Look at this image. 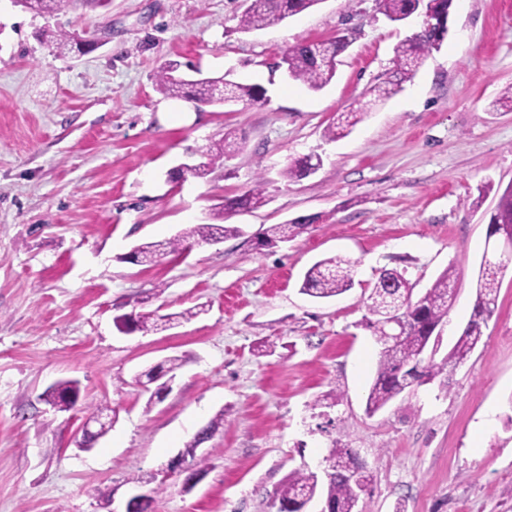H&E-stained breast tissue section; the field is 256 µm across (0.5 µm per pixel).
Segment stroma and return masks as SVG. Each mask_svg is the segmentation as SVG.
Here are the masks:
<instances>
[{
    "mask_svg": "<svg viewBox=\"0 0 512 512\" xmlns=\"http://www.w3.org/2000/svg\"><path fill=\"white\" fill-rule=\"evenodd\" d=\"M244 0H112L41 16L0 0V512H123L132 479L157 489L154 512H267L295 468L319 471L333 446L373 475L360 512H512V265L481 344L447 380L415 386L375 415L365 399L379 345L367 297L382 270L414 296L447 267L457 291L441 332L448 352L468 322L490 218L512 185V112L490 109L512 84V0H458L449 31L392 97L369 103L395 46L420 19L396 24L377 0H320L258 31ZM98 29L100 45L58 55L43 29ZM350 38L318 92L277 62L305 41ZM226 76L266 102L198 105L162 94L158 71ZM367 106L331 141L337 114ZM238 150L204 178L169 181L225 132ZM321 167L291 181L290 158ZM263 178L267 205L223 215L225 196ZM318 215L288 244L255 249L264 229ZM239 225L153 265L123 256L191 224ZM356 261L353 287L319 300L305 271L329 256ZM203 314L164 331L126 333L124 314ZM275 344L262 356L261 342ZM184 361L155 404L137 373ZM77 381L74 409L41 398ZM338 391L334 408L314 406ZM115 418L77 448L84 416ZM193 487L170 472L216 413Z\"/></svg>",
    "mask_w": 512,
    "mask_h": 512,
    "instance_id": "1",
    "label": "stroma"
}]
</instances>
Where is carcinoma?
Segmentation results:
<instances>
[{
	"label": "carcinoma",
	"instance_id": "obj_1",
	"mask_svg": "<svg viewBox=\"0 0 512 512\" xmlns=\"http://www.w3.org/2000/svg\"><path fill=\"white\" fill-rule=\"evenodd\" d=\"M16 4L37 15H57L78 9L94 10L108 5L109 0H15ZM321 0H249L239 20L242 30H259L276 21L298 15ZM380 12L392 21L416 11L418 0H378ZM453 0H435L434 25L423 32L413 34L401 41L394 50L393 70L384 82L373 86L369 95L373 100H385L399 92L402 84L411 78L434 50L440 49L448 32V19ZM90 31L82 36L59 29L44 33L47 41L66 54L77 49L79 40L87 38ZM349 43L342 37L319 43L301 42L287 49L285 68L288 79L319 91L331 82L335 70L322 61L323 50L328 49L339 56ZM177 64L170 63L158 72L157 86L163 94L185 98L200 104L222 103L229 99L246 105L265 102L266 90L257 85L227 83L224 78H202L192 82L175 75ZM361 119L359 112H342L336 121L329 125L325 135L334 140L347 134ZM238 147L233 132H224V140L209 146L202 153L204 161L185 171L172 173L179 180L190 174L204 178L213 171L224 157ZM321 158L314 154L292 159L283 175L290 180H299L319 169ZM268 202L261 181L243 193L224 198L223 211L232 214L250 211ZM315 217L293 219L284 224H273L257 237L260 247H275L293 240L313 224ZM242 233L235 224H193L172 239L165 242L144 243L128 257L133 263L150 265L167 254H175L193 242H211L227 237H237ZM512 235V187L500 196L495 213L488 224L487 235ZM356 262L349 258L334 256L315 263L304 274L300 291L313 298L336 297L348 291L354 282ZM506 258L483 260L479 264L475 282V302L473 313L453 348L437 363L434 357H426L429 347H437L440 338L438 327L448 320V311L455 298V268H446L426 291L413 298V287L397 270H383L367 298V310L371 315L368 325L381 343L375 375L366 399V413L374 415L392 400L414 385L427 384L439 375L463 364L474 349L482 342L483 328L494 316L497 309L498 292L504 272ZM203 307L188 308L177 313L164 315L138 316L131 320L128 316L119 317V322L133 326V330L149 332L167 329L181 321H189L203 313ZM398 318L403 322V335L396 340L384 339L387 321ZM182 366V359L171 357L160 366L152 367L135 376L154 384V392L148 402H153L158 392L166 387L170 378ZM66 394H78L73 381H60L44 392L47 403H58L59 410L66 411L72 403L64 399ZM224 426V411H219L206 427L198 431L185 445L191 464L201 473L205 471V458L193 454V449L210 439ZM327 470L324 474L302 465L291 471L287 478L268 494V512H301L304 506L316 498L328 505L332 512H356L357 493L355 484L364 487L371 481L369 471L357 465L356 452L351 448L334 447L326 457Z\"/></svg>",
	"mask_w": 512,
	"mask_h": 512
}]
</instances>
